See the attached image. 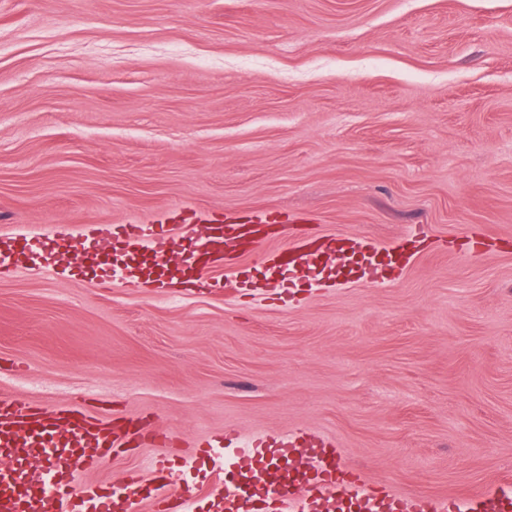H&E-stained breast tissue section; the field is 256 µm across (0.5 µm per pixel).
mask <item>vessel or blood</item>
Masks as SVG:
<instances>
[{"mask_svg": "<svg viewBox=\"0 0 512 512\" xmlns=\"http://www.w3.org/2000/svg\"><path fill=\"white\" fill-rule=\"evenodd\" d=\"M250 230L236 218L209 219L192 238L169 231L167 226L139 220L112 227L107 245L89 239L68 225L59 224L34 231L13 243L0 246V265L21 266L38 258L48 265H65L79 275L111 282L107 266L98 264L102 248L112 250L116 260H130L137 253L150 251L158 260L155 269L132 264L124 286L145 288L164 285L166 266L173 256L192 246L190 281L205 290L227 286L243 288L251 271L262 269L280 288H295L302 282L333 281L337 278L336 257L357 256L359 279L376 284L392 261L390 250L367 241L345 246L341 237L329 235L319 247L299 244L284 246L279 253L255 248L247 266L230 281L213 277L212 271ZM165 436L144 428L128 431L96 418L81 409L49 410L34 407L23 397L0 396V512H144L151 495L141 484L139 469H130L120 495H112L102 484H75L74 475L88 464L110 461L117 449L131 446L157 448L150 459L153 473L159 474L161 495L172 502L175 512H197L200 499L207 494L205 484L184 478L194 460L181 458L172 466L163 449ZM236 447L240 455L261 464L270 460L291 465L296 456L306 455L314 464L305 496H298L287 476L269 477L258 496H245L243 490L226 489L216 504L217 512H321L324 505L340 499H355L365 512H506L512 507V479L497 481L493 490L458 498L375 494L357 480L338 459L335 449L311 438H254L241 440L229 435L207 440L203 454L210 462V481L222 479L226 467L223 450Z\"/></svg>", "mask_w": 512, "mask_h": 512, "instance_id": "obj_1", "label": "vessel or blood"}]
</instances>
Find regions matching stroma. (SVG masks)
<instances>
[{"mask_svg": "<svg viewBox=\"0 0 512 512\" xmlns=\"http://www.w3.org/2000/svg\"><path fill=\"white\" fill-rule=\"evenodd\" d=\"M265 216L385 282L281 301L0 273V394L180 436H316L384 493L512 475V0H0V240ZM153 448L77 481L120 484Z\"/></svg>", "mask_w": 512, "mask_h": 512, "instance_id": "stroma-1", "label": "stroma"}]
</instances>
